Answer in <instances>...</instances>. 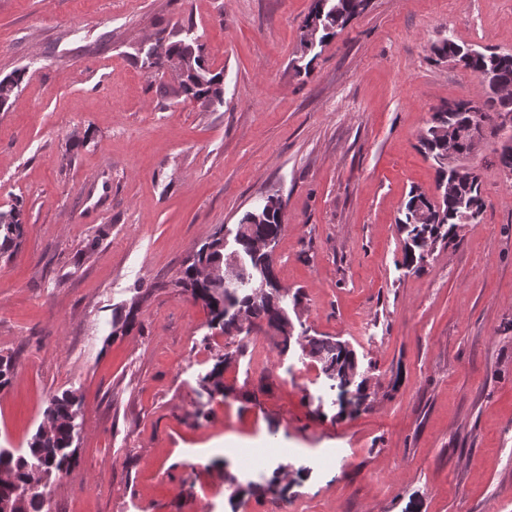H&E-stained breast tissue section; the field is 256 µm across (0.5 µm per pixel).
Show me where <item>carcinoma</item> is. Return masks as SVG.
<instances>
[{"label": "carcinoma", "mask_w": 512, "mask_h": 512, "mask_svg": "<svg viewBox=\"0 0 512 512\" xmlns=\"http://www.w3.org/2000/svg\"><path fill=\"white\" fill-rule=\"evenodd\" d=\"M319 6L320 0H312L291 60L298 74L309 72L317 57L314 49L323 46L363 13L367 0H331L323 12ZM156 38L166 41L168 52L185 64L178 84L182 95L206 109L224 105L223 73L210 69L197 40L163 31L158 32ZM430 50L436 60L453 62L469 70L482 82L485 93L481 99L444 104L433 114L431 124L421 138V145L436 166L437 194L430 196L418 190L411 191L401 217L397 219L401 232L405 233L404 263L417 269L422 268L429 257L428 247L438 242L458 244L457 226L463 223L464 213H470L473 222L477 223L484 208L482 183L477 171L468 167L458 171L448 165V124L471 130L458 144L459 153L467 158L472 153L473 135L478 133V129H470L473 115L512 113V93H503L504 88L512 87V53H485L465 48L449 38L432 44ZM267 200L273 202L271 208L263 206L248 211L241 223L252 224L256 238L276 239L284 227L282 204L274 195L268 196ZM22 236L21 206L0 211V256L12 255ZM213 265H224L222 228L200 246L177 280L194 300L209 309L211 322L221 331L234 325L237 310L245 311L248 317L276 331L288 328L284 297L277 292L270 291L265 295L255 292L256 281L273 261L261 254L246 259L245 268L239 273L238 287L231 294L226 293L222 285L201 276L202 270ZM294 343L318 364L323 375L334 381L336 416L351 415L369 401L368 378L359 372L356 354L347 343L326 336H310L303 330L296 335L280 337L277 347L285 352ZM244 349L245 345L241 343L235 350L219 356L212 369L202 377L201 390L211 398L226 396L230 387L224 383V370L235 354ZM77 408L73 394L64 392L54 396L46 411L49 425L37 429L26 453L16 455L0 448V473L7 476V480L0 484V501H9L12 512H42L43 483L71 466L75 454L71 419Z\"/></svg>", "instance_id": "obj_1"}]
</instances>
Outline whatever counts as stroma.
Segmentation results:
<instances>
[{
  "label": "stroma",
  "instance_id": "obj_1",
  "mask_svg": "<svg viewBox=\"0 0 512 512\" xmlns=\"http://www.w3.org/2000/svg\"><path fill=\"white\" fill-rule=\"evenodd\" d=\"M311 0H0V211L24 235L0 260V448L24 451L51 398L78 399L77 460L45 491L54 512H512V180L491 145L467 164L484 211L416 271L397 219L436 192L420 135L479 80L435 61L446 38L512 52V0H369L290 61ZM191 30L224 104L143 68L151 35ZM282 202L274 266L310 334L345 341L375 392L337 418L336 391L298 346L238 338L180 288L217 228ZM137 326L113 334L129 309ZM232 436L275 448L285 494L250 484ZM338 453L335 472L316 457ZM243 491L230 499L228 486ZM246 344H239L234 351L224 352V355L218 357L212 369L202 377L200 381L201 390L209 397L215 395L227 396L231 388L224 383V370L233 361L235 354L242 352Z\"/></svg>",
  "mask_w": 512,
  "mask_h": 512
}]
</instances>
